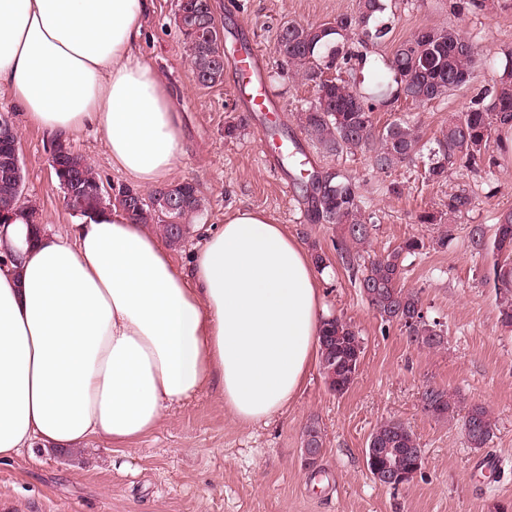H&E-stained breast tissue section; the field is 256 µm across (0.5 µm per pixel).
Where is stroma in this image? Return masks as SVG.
I'll return each mask as SVG.
<instances>
[{"mask_svg":"<svg viewBox=\"0 0 512 512\" xmlns=\"http://www.w3.org/2000/svg\"><path fill=\"white\" fill-rule=\"evenodd\" d=\"M453 0H391L393 32L388 41L367 47L369 60L383 67L401 42L431 28L463 31L477 45L476 77L444 101L417 108L424 139L435 140L449 120L474 102L495 73L490 63L512 52V0H481L461 12ZM224 29L226 53L253 41L265 72L276 69L274 37L287 20L321 24L353 13L358 0H211ZM176 0H153L140 54L174 94L181 117L182 153L175 181L197 183L206 209L204 224L223 223L226 212L246 206L285 225L310 253L330 259L320 283L330 315L351 322L363 342L358 375L343 395L331 392L319 366H312L295 400L273 419L255 425L236 422L216 390L167 410L159 426L131 446L93 440L76 448L34 445L0 462V512H512V330L498 320V300L481 279L484 257L473 253L467 232L473 224H493L512 210V152L497 153L492 174L449 171L426 180L423 167L377 171L368 152L341 160L361 186L367 213L376 226L364 247L375 257L405 238L427 239L440 226L416 223L421 210L444 211L449 192L467 185L472 210L452 225L448 246L428 249L404 263L402 283L418 292L429 320L444 334L441 347L410 342L395 323L382 322L351 275L336 263L335 225L315 224L287 167L270 171L266 157L297 141L314 167L330 165L302 133L297 114L316 90L283 75L267 82L280 109L278 132L262 140L260 113L239 101L232 70L222 84H196L188 50L175 25ZM14 117L24 174L25 200L36 205L45 228L62 232L78 218L66 208L47 157L52 138L26 121L0 89V113ZM85 157L104 182L123 183L107 154L104 138L87 127L67 142ZM396 180L398 196L384 194ZM447 388L459 400L453 417L435 420L422 409L426 386ZM485 406L496 424L483 449L467 443L462 425L471 405ZM387 419L404 422L424 450L423 467L398 488L374 482L365 464L367 440ZM316 424L323 440L316 469L302 457L305 427Z\"/></svg>","mask_w":512,"mask_h":512,"instance_id":"obj_1","label":"stroma"}]
</instances>
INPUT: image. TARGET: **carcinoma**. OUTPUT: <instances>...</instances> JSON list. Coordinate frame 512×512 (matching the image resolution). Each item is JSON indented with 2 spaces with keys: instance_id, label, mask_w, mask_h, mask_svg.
Masks as SVG:
<instances>
[{
  "instance_id": "1",
  "label": "carcinoma",
  "mask_w": 512,
  "mask_h": 512,
  "mask_svg": "<svg viewBox=\"0 0 512 512\" xmlns=\"http://www.w3.org/2000/svg\"><path fill=\"white\" fill-rule=\"evenodd\" d=\"M179 12L194 15L198 24L178 28L189 51L196 82L212 87L224 81V40L216 22L210 0H177ZM385 0H358V9L322 24L286 21L278 28L274 48L283 65L316 89V98L301 108L300 127L321 152L341 158L370 148L373 166L389 173L399 167L416 165L430 155L424 168L431 180H441L451 169L477 172L491 169L496 159L489 154L493 136L512 120V52L498 65L499 76L485 89L484 97L473 103L457 118L448 122V131L427 148L421 135L417 114L403 113L378 129L374 113L402 99L424 105L441 101L466 86L473 77L480 58L476 45L456 28L421 31L401 42L385 63V70H375L371 87H362L358 75L368 66L367 56L353 49L349 41L356 38L361 46L385 42L392 31L385 17ZM60 169L56 182L73 179L86 195L87 211L112 205L120 208L136 224H152L171 245L185 239L191 219L202 211L204 200L192 181L174 183L175 193L183 199L182 208L165 212L156 203L158 190L145 195L139 189L119 184L112 196L100 197L97 190L102 179L82 156L62 144L57 145ZM288 170L308 193L307 201L313 221L334 224L340 230L336 240V259L346 269L380 318L401 326L410 339L420 346L437 348L444 343L442 330L430 323L418 293L401 284L407 258L427 247L448 246V231L427 242L421 237L404 239L389 253L365 259L361 248L368 242L375 224L374 216L365 214L361 186L345 171L330 166L322 171L305 170L295 152L286 155ZM23 187L18 181L0 178V202L20 207ZM473 196L462 187L448 193L447 213L422 210L415 215L418 224L457 223L471 210ZM471 250L492 257L484 274L499 296L498 319L512 328V212L503 214L493 231L477 224L468 232ZM363 353L362 340L355 327L333 316L320 329V367L328 388L342 395L354 383L357 364ZM425 414L441 420L454 416L456 402L448 390L428 386L422 393ZM463 423L470 447L480 449L493 438L495 423L485 406L475 404ZM371 448H388L385 457L367 464L371 475L389 467L400 474L412 473L423 459L422 448L410 427L389 419L381 422L368 439Z\"/></svg>"
}]
</instances>
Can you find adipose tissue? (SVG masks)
<instances>
[{
  "mask_svg": "<svg viewBox=\"0 0 512 512\" xmlns=\"http://www.w3.org/2000/svg\"><path fill=\"white\" fill-rule=\"evenodd\" d=\"M150 0H0V88L63 141L95 126L113 169L165 183L181 152L174 100L137 57ZM326 317L304 245L240 208L203 228L188 268L117 208L29 241L0 229V461L33 442L130 445L213 387L233 419L299 393Z\"/></svg>",
  "mask_w": 512,
  "mask_h": 512,
  "instance_id": "1",
  "label": "adipose tissue"
}]
</instances>
